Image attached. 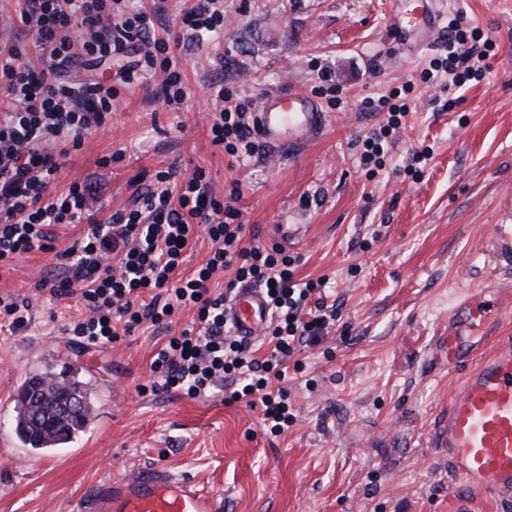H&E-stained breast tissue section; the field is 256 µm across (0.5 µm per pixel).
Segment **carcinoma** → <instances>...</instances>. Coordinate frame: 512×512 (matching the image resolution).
Listing matches in <instances>:
<instances>
[{"mask_svg":"<svg viewBox=\"0 0 512 512\" xmlns=\"http://www.w3.org/2000/svg\"><path fill=\"white\" fill-rule=\"evenodd\" d=\"M54 382L55 374L43 372L29 377L18 391L14 429L20 441L34 451L72 442L89 421L91 407L85 383L75 376H68L64 380L66 391L84 404L80 414L64 415L56 402L59 393L47 396L43 389L45 384Z\"/></svg>","mask_w":512,"mask_h":512,"instance_id":"cac0c4a2","label":"carcinoma"}]
</instances>
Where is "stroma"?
I'll use <instances>...</instances> for the list:
<instances>
[{"mask_svg":"<svg viewBox=\"0 0 512 512\" xmlns=\"http://www.w3.org/2000/svg\"><path fill=\"white\" fill-rule=\"evenodd\" d=\"M461 6L495 56L449 112L432 110L419 79L441 37L424 36L410 0H224L222 38L173 50L180 107L162 106L152 73L119 85L110 124L61 157L52 192L86 185L93 223L129 207L137 180L203 169L216 194L239 187L245 241L299 256L301 281L328 278L339 314L288 359L295 421L284 435L220 394L141 395L166 332L147 324L112 346L70 339L80 304L35 288L64 271L63 251L84 232L58 227L52 251L0 268V295L32 302L25 330L0 333V512H74L124 468L157 464L220 494L223 512H457L463 500L498 512L453 481L434 438L465 374L432 356L451 306L474 288H512V0H435L443 19ZM23 7L0 0V28L11 25L10 42L33 59ZM323 70L339 103L318 96L316 137L259 139L236 164L213 143L216 82L259 99L311 90ZM407 82L405 126L382 167H366L362 142L386 115L361 102ZM426 146L431 158L414 163ZM64 369L87 382L91 420L71 443L29 451L12 425L17 391L33 373Z\"/></svg>","mask_w":512,"mask_h":512,"instance_id":"1","label":"stroma"}]
</instances>
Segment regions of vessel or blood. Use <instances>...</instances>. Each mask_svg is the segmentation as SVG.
Masks as SVG:
<instances>
[{"instance_id":"1","label":"vessel or blood","mask_w":512,"mask_h":512,"mask_svg":"<svg viewBox=\"0 0 512 512\" xmlns=\"http://www.w3.org/2000/svg\"><path fill=\"white\" fill-rule=\"evenodd\" d=\"M261 134L282 139L288 128L317 132L324 115L312 95L288 87L266 95L256 115ZM239 336L258 337L269 323L260 289L242 287L227 309ZM512 316V289H479L458 299L448 330L435 347L449 367L469 370L448 404L440 427L441 445L457 481L512 512V342L490 355L479 351L480 333ZM82 512H222L219 497L188 477L162 468H136L102 485Z\"/></svg>"}]
</instances>
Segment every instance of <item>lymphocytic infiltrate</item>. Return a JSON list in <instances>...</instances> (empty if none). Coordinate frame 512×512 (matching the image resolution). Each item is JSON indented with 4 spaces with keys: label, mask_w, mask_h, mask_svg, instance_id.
Segmentation results:
<instances>
[{
    "label": "lymphocytic infiltrate",
    "mask_w": 512,
    "mask_h": 512,
    "mask_svg": "<svg viewBox=\"0 0 512 512\" xmlns=\"http://www.w3.org/2000/svg\"><path fill=\"white\" fill-rule=\"evenodd\" d=\"M24 2L20 21L35 30L42 54L33 62L12 47L0 60V91L7 105L0 117L1 267L24 254L52 250L57 227L85 224V185L75 182L64 194H48L60 169L52 147H80L89 132L106 125L117 90L102 82H64L63 66L80 54L127 57L120 82L161 72L163 101L170 106L185 97L172 45L224 32V0H192L180 12L178 35L169 41L155 38L154 14L126 12L112 0ZM76 28L81 31L77 42L71 36ZM442 40L443 49L422 68L420 79L435 89L434 109L446 112L460 103V89L489 68L493 42L462 10L449 16ZM214 97L225 108L211 126L213 143L236 161L253 156L259 133L255 101L237 98L220 83ZM362 106L389 115L387 125L363 142L364 160L375 163L408 107L394 90L365 98ZM238 196L234 186L227 199H219L199 169L187 179L172 169L156 172L153 183L135 189L129 209L85 225L63 253L64 274L42 279L38 287L56 299L82 301L88 314L68 330L88 346L112 344L148 323L170 327L179 312L192 311V322L155 352L148 391H179L193 398L227 392L229 401L259 410L266 429L279 436L294 422L285 385L288 359L321 340L338 312L325 302L326 280H295L296 259L285 249L245 243L234 206ZM202 234L212 244L208 260L181 275L188 249ZM226 270L234 273L230 287L248 284L266 292L272 321L264 356L235 336L224 316L226 293L211 289L213 277Z\"/></svg>",
    "instance_id": "obj_1"
}]
</instances>
